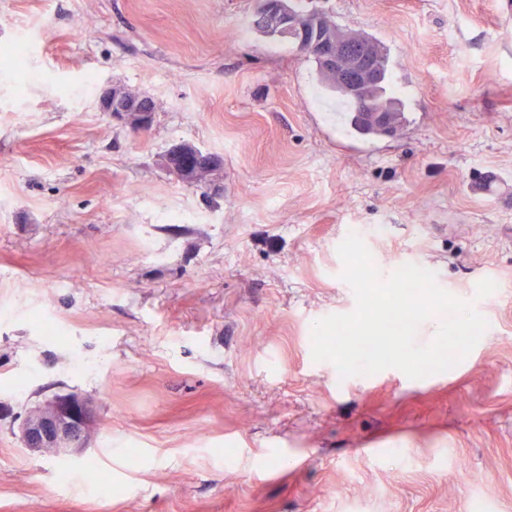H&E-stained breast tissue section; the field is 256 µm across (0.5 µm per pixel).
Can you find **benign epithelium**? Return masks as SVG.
<instances>
[{"mask_svg": "<svg viewBox=\"0 0 512 512\" xmlns=\"http://www.w3.org/2000/svg\"><path fill=\"white\" fill-rule=\"evenodd\" d=\"M276 8L281 11L282 27H297L298 20L288 16L283 3L273 4V0H264L255 11V23L262 26L269 11ZM364 34L360 31L338 33L321 45L319 56L326 70L337 67L340 59L348 60L349 80L347 89L350 94L359 93L366 87L378 82L379 73L363 66L361 61ZM101 110L116 118H124L130 128L139 133L150 127L153 103L148 99L126 102L116 97L112 89L107 88L100 95ZM169 169L184 181L192 182V176L202 172L218 173L222 168L221 159L194 144H178L172 147L165 157ZM90 412L83 400L75 395H60L38 407L24 419L21 427V439L25 448L34 452L48 453L53 456L71 452L74 448L85 447Z\"/></svg>", "mask_w": 512, "mask_h": 512, "instance_id": "obj_1", "label": "benign epithelium"}]
</instances>
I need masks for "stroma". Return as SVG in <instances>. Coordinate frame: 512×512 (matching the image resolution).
<instances>
[{
  "label": "stroma",
  "instance_id": "1",
  "mask_svg": "<svg viewBox=\"0 0 512 512\" xmlns=\"http://www.w3.org/2000/svg\"><path fill=\"white\" fill-rule=\"evenodd\" d=\"M306 6L387 44L397 135L338 153L342 106L253 0H0V512H512V15ZM109 85L150 98L147 132L101 112ZM184 142L221 192L167 168ZM352 232L381 278L473 303L461 362L314 361L313 323L356 305ZM68 394L86 448L25 450ZM169 169L184 181L194 183L192 176L202 172L217 174L222 168L221 159L194 144H178L165 157Z\"/></svg>",
  "mask_w": 512,
  "mask_h": 512
}]
</instances>
